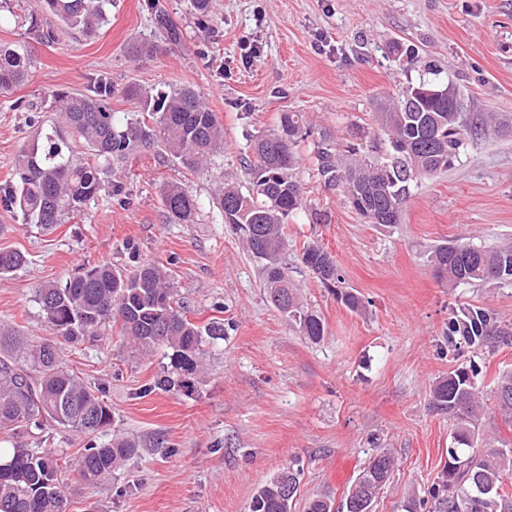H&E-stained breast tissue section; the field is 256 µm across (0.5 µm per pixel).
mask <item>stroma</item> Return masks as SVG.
<instances>
[{"label":"stroma","instance_id":"1","mask_svg":"<svg viewBox=\"0 0 512 512\" xmlns=\"http://www.w3.org/2000/svg\"><path fill=\"white\" fill-rule=\"evenodd\" d=\"M153 5L112 0L94 34L69 29L49 43L34 0H0V43L30 58L27 80L0 94V183L31 133L17 102L48 110L53 92L87 91L101 75L117 90L194 88L224 126L223 155L199 171L153 148L113 165L81 216L52 234L0 211V249L29 259L0 276L2 322L46 335L38 284L65 282L86 265L145 261L171 270L192 321H224L189 394L154 388L170 369L164 350L138 352L116 338L67 348L68 368L103 388L112 433L142 444L107 488L72 487L69 512H249L256 489L294 461L302 475L293 512H303L317 493L342 498L377 446L398 467L375 510L404 512L428 497L454 445L451 421L429 406L431 385L471 365L487 393L512 370V340L458 351L446 340L449 317L465 307L494 311L512 332V283L451 290L429 263L446 241L512 243V0H215L205 18L190 0H159L183 46L131 56L132 41L154 37ZM393 41L415 48L418 63L391 57ZM431 60L502 128L470 137L451 169L417 177L399 223H367L319 178L314 151L323 140L340 150L368 145L379 133L377 102L425 77ZM283 112L303 113L308 136L299 146L304 204L288 220L282 262L325 322L317 343L273 307L260 263L212 204L224 184L251 188L246 145L276 129ZM118 182L124 195L112 192ZM169 182L196 196L194 223L168 218ZM312 240L333 255L342 289L360 295L363 312L303 266L300 250ZM158 434L167 447H152Z\"/></svg>","mask_w":512,"mask_h":512}]
</instances>
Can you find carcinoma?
I'll use <instances>...</instances> for the list:
<instances>
[{
  "mask_svg": "<svg viewBox=\"0 0 512 512\" xmlns=\"http://www.w3.org/2000/svg\"><path fill=\"white\" fill-rule=\"evenodd\" d=\"M53 16L47 29L51 41L61 27L80 28L91 34L107 23L111 0H36ZM153 24L159 40L135 41L130 53L172 52L182 33L170 16L154 8ZM28 57L0 43V93L22 84L28 77ZM442 83L422 81L402 89L394 99L378 103L376 122L387 136L391 150L379 157L349 150L344 163L329 146L317 148V171L325 182L348 194L351 186L375 187L390 181L392 195L365 200V208H393L402 212L413 181L451 168L460 156L466 137L490 123L464 107L448 111V96L427 91ZM115 90L100 76L89 92L54 95L57 118L40 120L33 105L29 124L34 128L14 161L15 177L0 184V209L20 213L24 221L51 231L77 214L103 189L100 165H112L140 148L161 146L177 163L199 169L224 148V126L191 88L150 95L136 85L124 97L148 114L151 124L114 120L110 100ZM305 125L300 112H284L275 132L252 140L255 158L253 186L243 192L225 185L215 197L224 223L239 236L246 250L261 262L264 291L273 306L295 324L302 336L318 342L325 335L321 315L305 306L281 263L286 246L285 221L302 207L303 187L296 177L297 151ZM442 136L446 153L426 148L428 131ZM90 152L94 163L83 162L79 149ZM162 203L170 220L191 224L198 201L176 183L164 186ZM301 263L329 287L341 282L331 253L317 242L303 246ZM27 263L25 254L0 250V276ZM430 264L437 278L450 288L464 284L512 282V246L481 247L470 243H445L434 248ZM170 270L147 262L133 269L108 263L86 266L65 283L46 282L35 288V301L54 338L41 341L12 325L0 324V434L19 438L31 429L63 427L91 436L74 464V478L98 489L140 448L134 439L110 434L112 411L101 390L84 383L63 365V346L100 341L119 327L130 347L138 351H169L173 376H164L154 387L188 391L191 378L199 376L200 359L207 343L224 339V320L204 326L189 320L177 306ZM497 318L483 308L456 312L448 320V342L469 345L504 336ZM474 367H458L431 388L430 407L448 415L454 425L455 447L448 449V463L438 486L430 492L428 512H512V497L504 492V477L512 473V459L491 443L480 442L478 422L488 410L476 381ZM493 412L512 422V370L499 374L493 391ZM56 448H30L17 443L0 448V512H67L68 483ZM394 455L374 449L367 466L340 504L328 495L309 498L304 512H373L380 492L394 471ZM301 469L290 464L263 483L253 495L249 512H292L300 486Z\"/></svg>",
  "mask_w": 512,
  "mask_h": 512,
  "instance_id": "cac0c4a2",
  "label": "carcinoma"
}]
</instances>
